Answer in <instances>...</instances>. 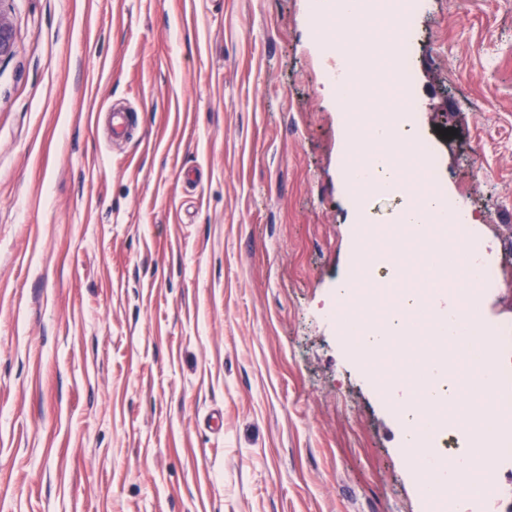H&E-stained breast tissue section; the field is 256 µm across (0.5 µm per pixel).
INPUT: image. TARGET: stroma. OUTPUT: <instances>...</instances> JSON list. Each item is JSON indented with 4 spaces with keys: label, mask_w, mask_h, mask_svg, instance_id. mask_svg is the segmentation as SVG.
Wrapping results in <instances>:
<instances>
[{
    "label": "stroma",
    "mask_w": 512,
    "mask_h": 512,
    "mask_svg": "<svg viewBox=\"0 0 512 512\" xmlns=\"http://www.w3.org/2000/svg\"><path fill=\"white\" fill-rule=\"evenodd\" d=\"M421 3L414 130L512 326V0ZM1 7L0 512H425L336 321L349 131L311 0Z\"/></svg>",
    "instance_id": "35a3bbf8"
}]
</instances>
